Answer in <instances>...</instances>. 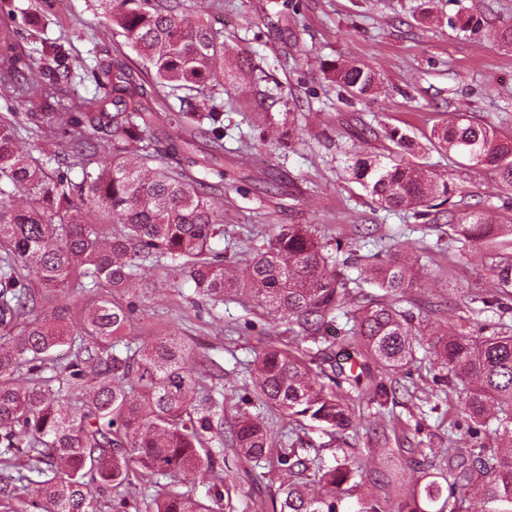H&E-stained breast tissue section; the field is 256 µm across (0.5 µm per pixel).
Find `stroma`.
I'll return each instance as SVG.
<instances>
[{"label":"stroma","mask_w":512,"mask_h":512,"mask_svg":"<svg viewBox=\"0 0 512 512\" xmlns=\"http://www.w3.org/2000/svg\"><path fill=\"white\" fill-rule=\"evenodd\" d=\"M190 14L224 32L217 66L233 71V84L210 92L224 108V139L215 144L201 129L163 125L156 146L183 148L198 170L224 172V235L212 246L238 275L267 246L281 224H311L328 247L359 255L398 254L420 271L412 298L420 311L423 340L454 331L471 318V301L497 294L488 272L489 252L478 243L452 240L447 224L418 230L403 211L382 209L352 176L361 154L385 155L419 164L448 177L457 192L446 203L456 219L512 225V193L494 173L435 150L431 128L457 115L512 134V47L501 33L512 28V0H185ZM473 13L481 25L459 30L450 22ZM97 0H0V32L9 31L17 50L40 59L58 43L73 66L59 78V98L91 100L96 86L84 67L134 65L124 37L103 33ZM367 62L381 75L377 92L353 97L323 73L326 63ZM399 128L412 140L405 151L386 133ZM126 298L134 302L129 331L148 340L170 333L193 346L189 364L203 388L224 393V425L240 414L263 421L272 443L260 462L225 448V470L203 472L187 483L211 503L222 494L233 512H273L281 483L284 449L319 448L332 463L346 447L360 462L364 479L344 502L355 512L363 498L379 500L386 512L414 490L441 480L448 451L496 449L512 441L505 431L471 433L459 409L458 387L442 382L433 352L394 374L397 403L389 418L367 396H351L353 428L326 435L262 405L248 365L269 346L309 358L317 346L289 332L287 324L250 294L214 306L198 296L180 270L143 269Z\"/></svg>","instance_id":"1"}]
</instances>
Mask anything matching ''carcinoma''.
I'll return each mask as SVG.
<instances>
[{"label": "carcinoma", "mask_w": 512, "mask_h": 512, "mask_svg": "<svg viewBox=\"0 0 512 512\" xmlns=\"http://www.w3.org/2000/svg\"><path fill=\"white\" fill-rule=\"evenodd\" d=\"M105 32L121 33L144 61L156 82L191 92L187 110L174 118L144 107L139 74L128 66L99 63L90 74L102 96L90 101H56L46 116L50 125L70 135L68 150L39 162L18 146L21 133L42 137L44 126L0 119V453L25 456L32 479L0 462V512H21L15 506L27 492L28 512H102L135 474L163 476L168 483L135 512H214L186 491L184 479L214 469L223 453L203 447L211 434L224 447L223 402L212 394L198 396L200 376L187 365L189 345L178 336H164L132 347L127 337L132 304L116 299L93 300L81 314L60 301L42 312L43 302L62 292L92 293L102 283L121 292L139 277L146 264H177L196 292L212 305L248 291L261 304L288 320L289 328L313 342L324 332L345 296L357 290V304L344 311L348 333L366 347L383 377L371 381L372 400L385 407L396 399L386 376L415 358L412 310L401 299L419 286V271L395 255L372 264L374 285L395 298L361 291L359 279L327 268L338 261L314 237L310 224H283L269 245L254 254L241 278L224 265L211 247L223 234L224 171L196 177L195 161L169 154V161L151 168L153 130L159 122L196 119L197 98L211 84L221 85L226 72L216 69L224 55V35L201 18L185 12L183 0H99ZM47 63L18 53L0 40V94L14 102L54 97V78L69 73L73 62L60 45L49 46ZM331 80L347 92L371 95L380 74L366 63H333ZM112 104L115 112H105ZM220 143L222 113L216 105L201 115ZM110 129V138L99 132ZM439 151L473 166L491 168L504 190L512 191V136L492 127L459 120L434 127L428 137ZM112 151L104 165L96 155ZM141 154L142 168H132L123 155ZM79 169V178L65 170ZM353 174L383 207L411 210L426 218L433 202H447L456 193L450 179L411 163L378 156H359ZM457 239L482 242L494 249L489 270L500 293L482 298L480 314L512 309V225L448 224ZM32 268L37 283L19 270ZM73 350L64 375L46 376L54 351ZM433 348L448 383L460 381L462 414L478 433L497 424L512 425V325L489 335L475 320L451 334L435 336ZM27 371L29 386L11 385ZM258 398L289 418H302L328 430L346 431L352 417L343 385L362 388L365 365L349 371L320 368L277 347H267L253 361ZM93 393L64 404V394L81 387L87 376ZM328 382H323L322 378ZM505 416L491 420L492 406ZM231 447L255 461L270 447V431L261 422L240 418L231 429ZM280 465L293 480L280 486L279 512H341L350 484L363 478L359 463L343 455L323 466L308 448H287ZM314 471L311 492L303 475ZM448 495L436 480L413 493L400 512H455L450 499L473 489L483 512H512V446L498 453L487 449L469 456L448 457L444 475Z\"/></svg>", "instance_id": "carcinoma-1"}]
</instances>
